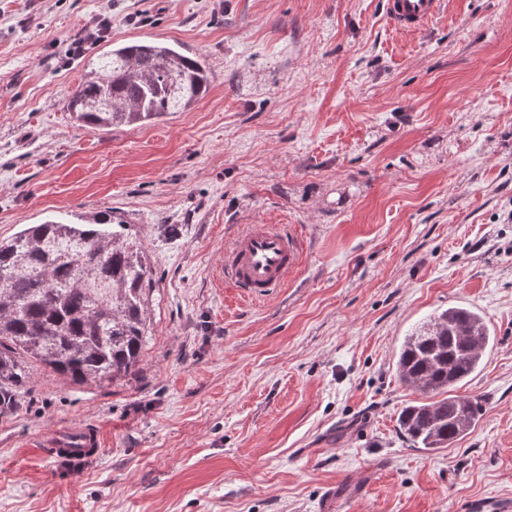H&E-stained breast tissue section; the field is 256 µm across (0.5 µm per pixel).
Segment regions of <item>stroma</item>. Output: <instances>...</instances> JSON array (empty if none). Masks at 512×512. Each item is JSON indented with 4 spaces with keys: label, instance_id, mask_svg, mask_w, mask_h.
<instances>
[{
    "label": "stroma",
    "instance_id": "obj_1",
    "mask_svg": "<svg viewBox=\"0 0 512 512\" xmlns=\"http://www.w3.org/2000/svg\"><path fill=\"white\" fill-rule=\"evenodd\" d=\"M206 66L186 112L93 131L67 99L105 41ZM111 210L154 279L139 369L76 385L34 364L0 415V512H459L512 499V0H445L416 33L385 0H0V238ZM304 260L249 299L221 260L246 225ZM463 305L493 342L455 388L475 427L412 447L400 344ZM95 426L102 453L49 455ZM45 442L59 462L73 465L92 459L100 450L98 431L92 428L52 432Z\"/></svg>",
    "mask_w": 512,
    "mask_h": 512
}]
</instances>
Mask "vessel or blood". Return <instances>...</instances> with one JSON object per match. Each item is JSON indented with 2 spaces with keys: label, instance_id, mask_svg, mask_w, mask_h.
I'll return each instance as SVG.
<instances>
[{
  "label": "vessel or blood",
  "instance_id": "b4317fda",
  "mask_svg": "<svg viewBox=\"0 0 512 512\" xmlns=\"http://www.w3.org/2000/svg\"><path fill=\"white\" fill-rule=\"evenodd\" d=\"M444 0H388L387 17L398 30L417 32L436 19ZM303 256L301 238L285 226L254 224L224 252V274L233 287L258 299L283 286ZM45 442L58 461L80 464L98 453V432L92 428L53 432Z\"/></svg>",
  "mask_w": 512,
  "mask_h": 512
}]
</instances>
